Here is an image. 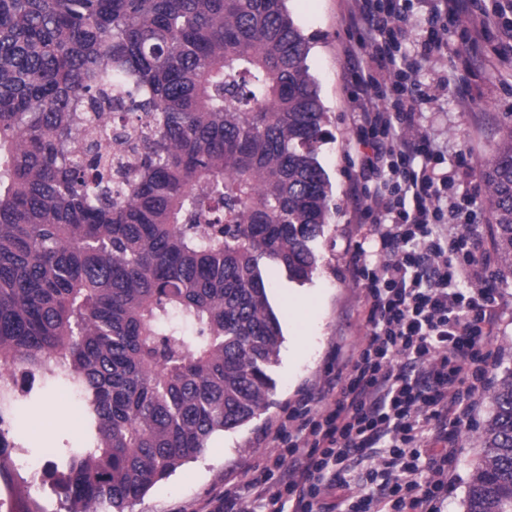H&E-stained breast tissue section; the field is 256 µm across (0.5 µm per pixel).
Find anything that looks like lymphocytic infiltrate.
Segmentation results:
<instances>
[{
    "mask_svg": "<svg viewBox=\"0 0 512 512\" xmlns=\"http://www.w3.org/2000/svg\"><path fill=\"white\" fill-rule=\"evenodd\" d=\"M407 12L403 0H357L347 17L373 36L370 51L350 50L365 76L354 118L364 152L350 197L360 239L348 272L363 290L366 339L330 379L333 403L304 398L274 437L278 453L255 465L259 512H443L448 430L488 381L498 292L477 268L479 237H449L444 221L450 213L478 223L480 203L469 191L448 194L462 162L430 139L397 135L419 123L433 95L411 83L413 62L399 52ZM472 275L477 287L461 291L459 279ZM374 461L384 485L355 489L351 472Z\"/></svg>",
    "mask_w": 512,
    "mask_h": 512,
    "instance_id": "obj_1",
    "label": "lymphocytic infiltrate"
}]
</instances>
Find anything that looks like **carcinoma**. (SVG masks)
Listing matches in <instances>:
<instances>
[{
	"instance_id": "1",
	"label": "carcinoma",
	"mask_w": 512,
	"mask_h": 512,
	"mask_svg": "<svg viewBox=\"0 0 512 512\" xmlns=\"http://www.w3.org/2000/svg\"><path fill=\"white\" fill-rule=\"evenodd\" d=\"M287 2L0 0V370L28 378L0 416L80 396L48 471L72 512H125L270 405L267 271L312 279L332 197ZM129 104L139 123L112 129ZM482 180L512 275V124ZM490 398L464 512H512V368Z\"/></svg>"
}]
</instances>
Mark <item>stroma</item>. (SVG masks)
Returning a JSON list of instances; mask_svg holds the SVG:
<instances>
[{
    "mask_svg": "<svg viewBox=\"0 0 512 512\" xmlns=\"http://www.w3.org/2000/svg\"><path fill=\"white\" fill-rule=\"evenodd\" d=\"M353 0H289L288 8L312 49L308 58L311 73L319 83L320 95L332 134L320 148V160L332 183L331 220L318 244L319 267L310 282L289 281L285 271L270 274L269 299L280 314L283 342L271 375L276 389L269 408L246 426L215 434L207 451L155 484L132 512H201L222 490L235 492L250 503L248 482L252 468L265 455L275 452L273 434L286 413L302 394L322 387L329 369L340 357L361 345L365 331L355 319L362 298L361 288L346 269L358 239L357 217L349 203L353 140V116L358 103V73L348 55L350 46L363 35L352 29L346 17ZM480 9L489 25L476 31L469 20L448 22L443 37L448 53L419 60L415 77L447 86L439 99L424 105L426 120L411 129L410 137L432 138L449 159L466 158L472 175L465 189L483 193L481 171L492 157V149L504 125L512 123V63L486 66L488 58L501 51L498 25L512 20V0H481ZM449 234H478L496 276L499 302L503 308L499 329L492 341L495 359L490 377L512 367V276L500 277L498 258L492 244V227L449 224ZM492 415L488 390H481L467 424L458 428L453 445L455 456L448 467V500L444 512H463V499L474 465L483 454V429ZM84 429L79 400L68 388L48 389L35 406L24 407L17 430L31 445L32 454L55 447L61 440L77 441ZM42 512H66L67 505L54 489L32 499L26 486L12 489L0 483V512H28L32 503Z\"/></svg>",
    "mask_w": 512,
    "mask_h": 512,
    "instance_id": "stroma-1",
    "label": "stroma"
}]
</instances>
